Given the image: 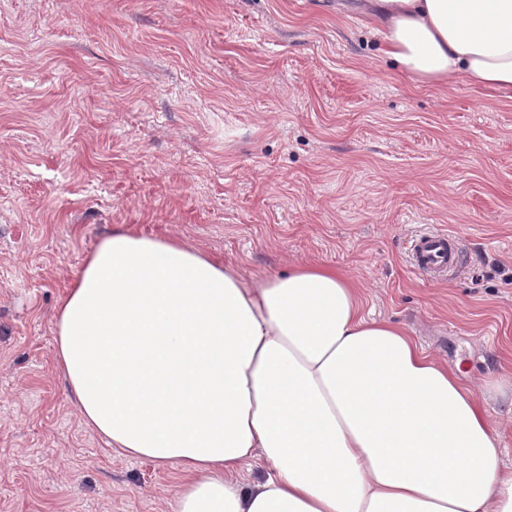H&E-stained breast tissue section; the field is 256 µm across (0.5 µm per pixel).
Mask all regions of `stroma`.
Here are the masks:
<instances>
[{
  "label": "stroma",
  "mask_w": 512,
  "mask_h": 512,
  "mask_svg": "<svg viewBox=\"0 0 512 512\" xmlns=\"http://www.w3.org/2000/svg\"><path fill=\"white\" fill-rule=\"evenodd\" d=\"M366 0H0V512H174L179 463L112 450L54 356L102 235L247 278L317 263L485 399L512 470V95L413 83ZM454 234L462 269L414 274ZM409 263L416 274L438 281L463 265L464 256L455 236L443 231H427L409 241Z\"/></svg>",
  "instance_id": "1"
}]
</instances>
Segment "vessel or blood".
<instances>
[{"mask_svg": "<svg viewBox=\"0 0 512 512\" xmlns=\"http://www.w3.org/2000/svg\"><path fill=\"white\" fill-rule=\"evenodd\" d=\"M408 258L413 272L431 281L445 278L464 261L456 237L439 230L413 237L409 242Z\"/></svg>", "mask_w": 512, "mask_h": 512, "instance_id": "obj_1", "label": "vessel or blood"}]
</instances>
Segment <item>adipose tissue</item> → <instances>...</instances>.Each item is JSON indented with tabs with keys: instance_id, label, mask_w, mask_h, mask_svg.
I'll use <instances>...</instances> for the list:
<instances>
[{
	"instance_id": "1",
	"label": "adipose tissue",
	"mask_w": 512,
	"mask_h": 512,
	"mask_svg": "<svg viewBox=\"0 0 512 512\" xmlns=\"http://www.w3.org/2000/svg\"><path fill=\"white\" fill-rule=\"evenodd\" d=\"M369 17L417 83L512 89V0H371ZM55 354L109 445L181 465L175 512H512L484 400L332 268L248 280L117 227L57 305Z\"/></svg>"
}]
</instances>
